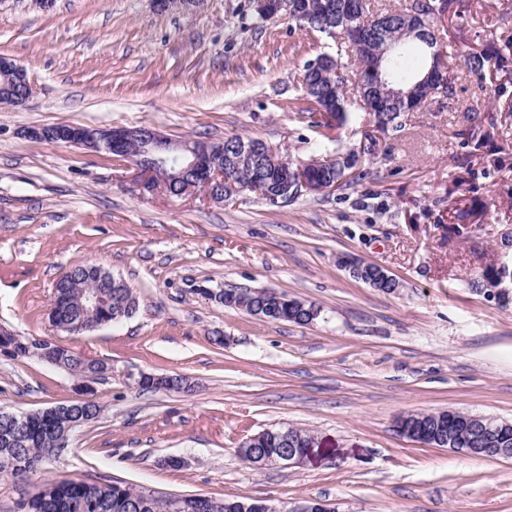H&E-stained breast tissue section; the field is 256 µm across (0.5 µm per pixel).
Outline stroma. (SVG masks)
Masks as SVG:
<instances>
[{"instance_id":"1","label":"stroma","mask_w":512,"mask_h":512,"mask_svg":"<svg viewBox=\"0 0 512 512\" xmlns=\"http://www.w3.org/2000/svg\"><path fill=\"white\" fill-rule=\"evenodd\" d=\"M453 93L378 130L357 97L348 120L312 126L292 102L335 39L252 0H0V57L34 92L0 105V326L106 362L100 416L26 481L0 476V512L43 481L108 480L159 496L322 499L339 512H512V459L477 458L399 435L408 412L458 409L512 422V300L470 280L512 259V65L470 74L463 56L512 58V0H458L439 21ZM138 127L173 140L257 138L293 161L356 150L357 178L272 206L246 193L140 191L131 160L24 136L31 126ZM355 256L401 284L388 294L341 266ZM93 263L123 279L135 313L81 336L48 321L54 282ZM234 288L319 307L313 324L228 308ZM188 391L144 390L140 374ZM67 371L0 355V407L74 400ZM278 426L311 432L303 463L248 468L237 449Z\"/></svg>"}]
</instances>
